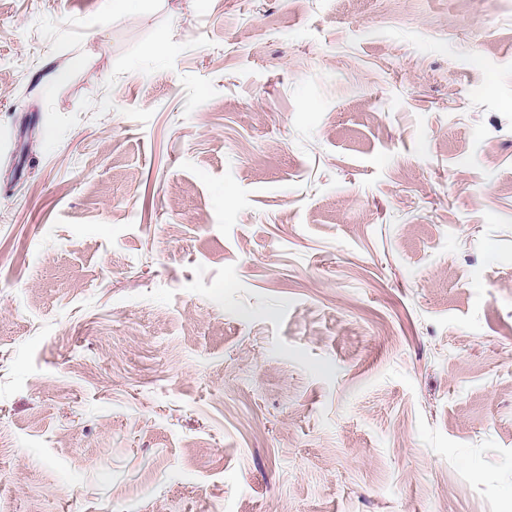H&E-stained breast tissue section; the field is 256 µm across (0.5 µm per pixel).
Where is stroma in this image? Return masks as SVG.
I'll use <instances>...</instances> for the list:
<instances>
[{
    "mask_svg": "<svg viewBox=\"0 0 512 512\" xmlns=\"http://www.w3.org/2000/svg\"><path fill=\"white\" fill-rule=\"evenodd\" d=\"M0 512H512V0H0Z\"/></svg>",
    "mask_w": 512,
    "mask_h": 512,
    "instance_id": "35a3bbf8",
    "label": "stroma"
}]
</instances>
